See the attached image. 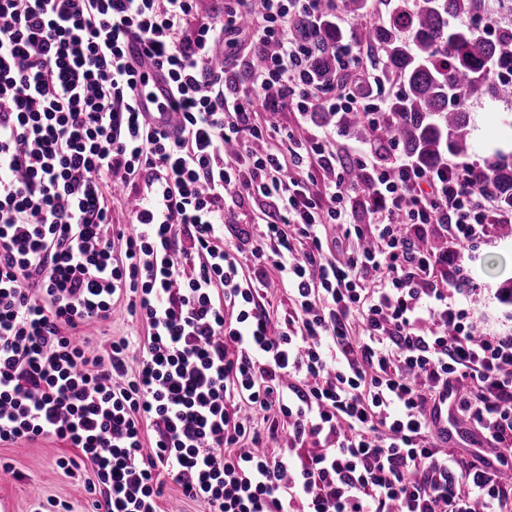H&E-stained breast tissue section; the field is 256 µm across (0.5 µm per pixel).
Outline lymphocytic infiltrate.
<instances>
[{"mask_svg": "<svg viewBox=\"0 0 512 512\" xmlns=\"http://www.w3.org/2000/svg\"><path fill=\"white\" fill-rule=\"evenodd\" d=\"M327 15L351 22L336 0H225L206 21L196 0H0V443L72 448L62 465L85 473L91 512H160L169 478L204 512L512 506V334L480 331L464 261L512 223L490 171L427 169L389 143L331 153L324 133L249 147L258 109L381 124L363 48L334 49L333 88L311 73ZM241 36L245 86L213 67ZM147 64L173 130L138 109ZM254 195L272 207L244 263L228 217ZM117 200L130 228L112 226ZM358 209L366 223L346 220ZM273 277L282 315L258 293ZM119 304L145 336L90 349L82 329ZM445 398L496 465L440 450Z\"/></svg>", "mask_w": 512, "mask_h": 512, "instance_id": "f902f5d3", "label": "lymphocytic infiltrate"}]
</instances>
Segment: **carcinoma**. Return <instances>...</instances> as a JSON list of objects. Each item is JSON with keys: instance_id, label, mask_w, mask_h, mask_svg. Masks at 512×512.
<instances>
[{"instance_id": "cac0c4a2", "label": "carcinoma", "mask_w": 512, "mask_h": 512, "mask_svg": "<svg viewBox=\"0 0 512 512\" xmlns=\"http://www.w3.org/2000/svg\"><path fill=\"white\" fill-rule=\"evenodd\" d=\"M503 0H392L387 15L374 25L346 31L327 22L321 31L328 46L371 44L379 49L378 84H395L400 93L385 100V123L375 130L358 112L338 122L359 140H393L417 163L435 168L450 157L471 156L473 122L468 103L512 97V27L489 39L474 22ZM339 9L356 18L369 15L371 0H340ZM316 80L331 88L340 78L329 51L311 63ZM494 190L501 206L512 210V163L495 155ZM350 183L365 195L371 183L357 167Z\"/></svg>"}]
</instances>
